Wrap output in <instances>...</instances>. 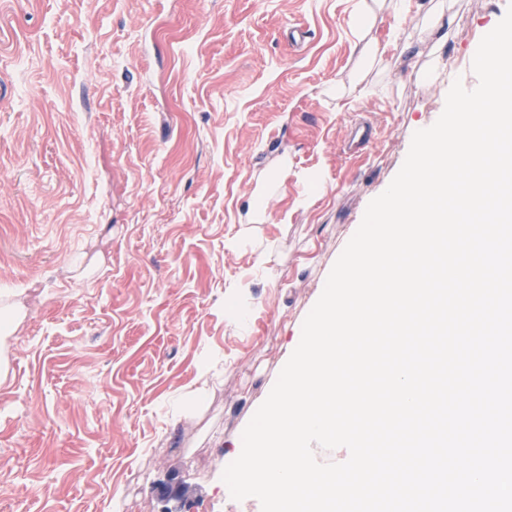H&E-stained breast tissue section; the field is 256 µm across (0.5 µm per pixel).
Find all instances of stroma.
Wrapping results in <instances>:
<instances>
[{"label": "stroma", "mask_w": 512, "mask_h": 512, "mask_svg": "<svg viewBox=\"0 0 512 512\" xmlns=\"http://www.w3.org/2000/svg\"><path fill=\"white\" fill-rule=\"evenodd\" d=\"M438 2L0 0V512H261L241 434L512 4Z\"/></svg>", "instance_id": "stroma-1"}]
</instances>
